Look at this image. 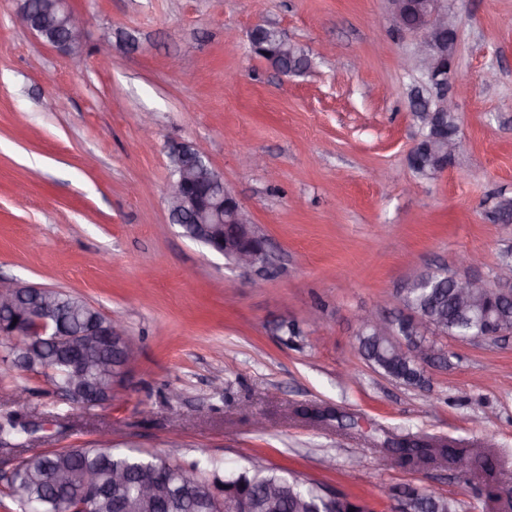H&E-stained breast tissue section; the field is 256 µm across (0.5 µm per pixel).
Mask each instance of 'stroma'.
<instances>
[{
  "label": "stroma",
  "mask_w": 512,
  "mask_h": 512,
  "mask_svg": "<svg viewBox=\"0 0 512 512\" xmlns=\"http://www.w3.org/2000/svg\"><path fill=\"white\" fill-rule=\"evenodd\" d=\"M459 150L436 178L409 154L415 37L389 0H70L87 19L67 54L0 0V279L79 295L121 318L137 350L111 400L91 409L49 378L0 364V415L27 388L40 426L30 454L111 432L181 462L216 457L291 469L395 512L408 489L456 512H501L483 473L402 466L382 433L492 449L512 485V334L443 339L445 357L408 387L360 354L354 317L423 271L494 282L512 223L485 214L512 197V0H447ZM271 24L311 61L281 77L254 54ZM111 31L113 54L95 44ZM65 84L56 96L52 82ZM153 115L143 139L134 115ZM204 151L275 256L265 285L169 220L168 146ZM244 154L263 167H243ZM480 254L463 267L458 257ZM330 407L356 428L301 416Z\"/></svg>",
  "instance_id": "stroma-1"
}]
</instances>
